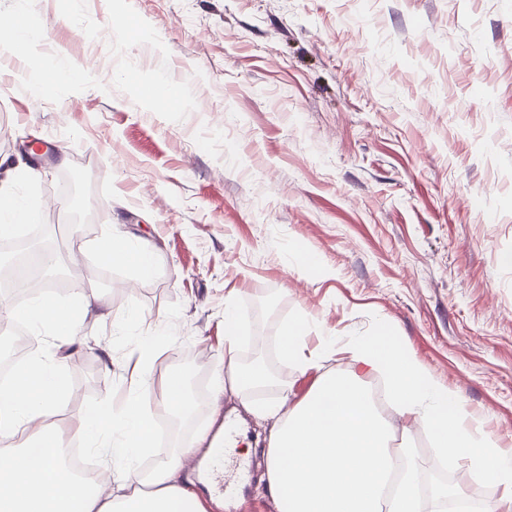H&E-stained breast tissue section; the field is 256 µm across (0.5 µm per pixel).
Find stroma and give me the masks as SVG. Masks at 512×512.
I'll list each match as a JSON object with an SVG mask.
<instances>
[{"label": "stroma", "instance_id": "stroma-1", "mask_svg": "<svg viewBox=\"0 0 512 512\" xmlns=\"http://www.w3.org/2000/svg\"><path fill=\"white\" fill-rule=\"evenodd\" d=\"M17 12L47 37L21 48L0 27V157L40 171L13 188L38 219L11 239L54 253L45 282L75 279L61 306L93 289L112 309L83 321L56 423L122 407L152 345L155 383L182 377L191 407L151 402L172 428L136 468L196 447L232 406L214 397L229 295L240 361L261 353L269 374L243 400L312 387L266 352L288 322L310 353L386 327L512 455V0H0ZM75 170L92 216L79 238ZM112 232L154 244L150 274L99 262ZM381 412L410 429L422 512L442 486L502 498ZM264 469L251 456L235 508L208 512H276Z\"/></svg>", "mask_w": 512, "mask_h": 512}]
</instances>
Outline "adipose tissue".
I'll return each instance as SVG.
<instances>
[{"instance_id": "1", "label": "adipose tissue", "mask_w": 512, "mask_h": 512, "mask_svg": "<svg viewBox=\"0 0 512 512\" xmlns=\"http://www.w3.org/2000/svg\"><path fill=\"white\" fill-rule=\"evenodd\" d=\"M102 261L150 274L153 245L105 236L97 244ZM110 318L99 295L82 294L78 311H65L47 295L34 297L25 313L0 303V320L25 318L33 335L47 333L61 346L79 343L82 320ZM237 317L224 310V372L215 392L234 396L263 384V366L237 359ZM346 353L363 369L384 375L401 416L419 423L437 447L493 480L512 496V456L469 421L461 398L448 390L411 352L407 343L356 338ZM154 348L140 349L126 408L100 407L68 427L47 434L31 424L62 404L61 361L36 360L0 392V436L21 438L20 448L0 460V512H206L201 499L182 484L185 456L172 458L148 479L123 471L111 482L74 479L62 461L63 440L91 443L104 467L114 457L130 462L152 445L148 397L153 383ZM249 413L273 419L264 454L265 483L278 512H419L417 465L410 448L397 440L394 425L380 412L368 386L356 374L321 371L301 400L284 393L272 405L249 406Z\"/></svg>"}]
</instances>
